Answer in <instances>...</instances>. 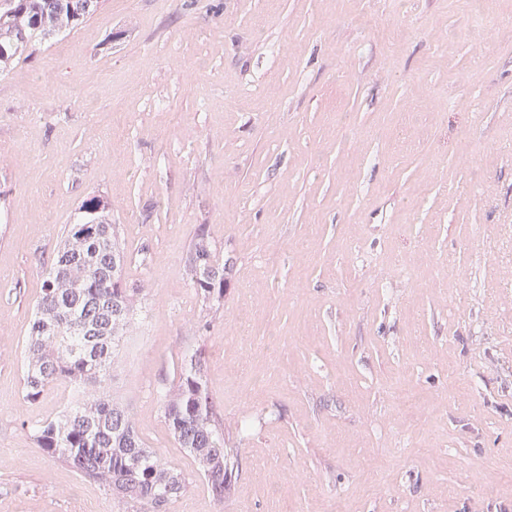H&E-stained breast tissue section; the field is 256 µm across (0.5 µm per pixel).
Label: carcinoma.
I'll return each instance as SVG.
<instances>
[{"instance_id": "cac0c4a2", "label": "carcinoma", "mask_w": 512, "mask_h": 512, "mask_svg": "<svg viewBox=\"0 0 512 512\" xmlns=\"http://www.w3.org/2000/svg\"><path fill=\"white\" fill-rule=\"evenodd\" d=\"M103 0H0V74L35 42L72 32ZM127 255L112 202L84 200L65 227L54 261L45 272L26 338L24 392L36 401L52 384L79 386L77 406L29 428L37 447L123 504L125 512H169L187 488V475L146 446L128 407L108 395L103 383L112 358L133 329L146 292L124 278ZM193 285L203 302L224 301V264L209 236L196 234L188 257ZM205 358L196 354L181 368L162 398L163 418L219 503L231 491L232 449L224 447L205 381Z\"/></svg>"}]
</instances>
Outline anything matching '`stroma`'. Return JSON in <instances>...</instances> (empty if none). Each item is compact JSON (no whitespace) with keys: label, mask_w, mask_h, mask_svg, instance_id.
<instances>
[{"label":"stroma","mask_w":512,"mask_h":512,"mask_svg":"<svg viewBox=\"0 0 512 512\" xmlns=\"http://www.w3.org/2000/svg\"><path fill=\"white\" fill-rule=\"evenodd\" d=\"M93 195L150 283L106 388L189 473L170 512H512V0H104L0 75V512H123L23 428L77 398L21 362ZM198 352L221 504L162 416ZM193 285L203 302L219 305L224 300V263L216 256L209 236L200 231L196 234L188 257Z\"/></svg>","instance_id":"35a3bbf8"}]
</instances>
